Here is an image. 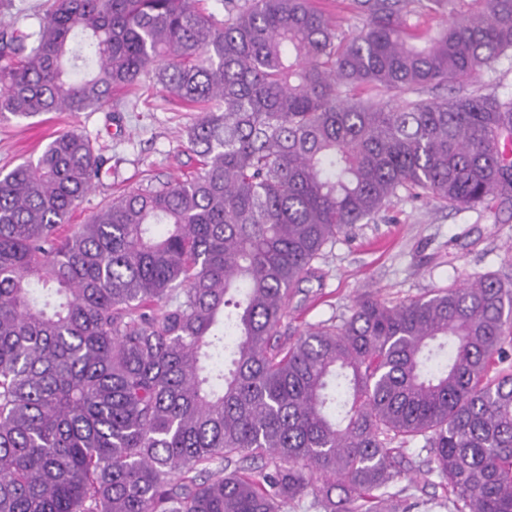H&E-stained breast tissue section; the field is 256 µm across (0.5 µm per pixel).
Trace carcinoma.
<instances>
[{
	"instance_id": "obj_1",
	"label": "carcinoma",
	"mask_w": 512,
	"mask_h": 512,
	"mask_svg": "<svg viewBox=\"0 0 512 512\" xmlns=\"http://www.w3.org/2000/svg\"><path fill=\"white\" fill-rule=\"evenodd\" d=\"M52 0L0 22V114L160 84L195 173L61 230L102 157L74 131L0 176V512H512V285L493 274L277 327L337 236L403 191L512 199V0ZM448 13L432 29L424 18ZM445 86L441 100L413 99ZM448 498L415 500L408 445ZM218 465L224 475L207 477ZM314 4L326 9L337 20L340 30L350 33L363 26V17H357L348 9L349 0H313ZM464 91L478 94L512 91V59L502 57L483 68L477 79L468 84Z\"/></svg>"
}]
</instances>
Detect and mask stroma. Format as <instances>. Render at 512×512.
I'll use <instances>...</instances> for the list:
<instances>
[{
  "label": "stroma",
  "mask_w": 512,
  "mask_h": 512,
  "mask_svg": "<svg viewBox=\"0 0 512 512\" xmlns=\"http://www.w3.org/2000/svg\"><path fill=\"white\" fill-rule=\"evenodd\" d=\"M198 118V112L159 85L149 105L124 106L116 113L101 109L0 117V171L37 157L57 132L89 137L104 167L72 212L71 223L81 224L125 191L194 170L186 134ZM314 266L315 276L289 302L278 326L281 338L339 322L366 292L398 304L479 274L512 280V202L452 211L402 194L372 220L338 237Z\"/></svg>",
  "instance_id": "obj_1"
}]
</instances>
